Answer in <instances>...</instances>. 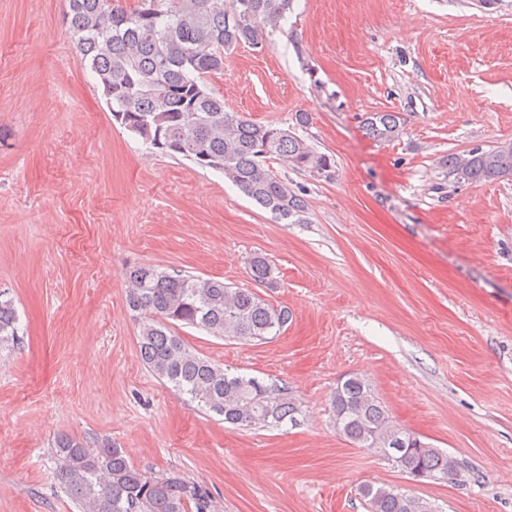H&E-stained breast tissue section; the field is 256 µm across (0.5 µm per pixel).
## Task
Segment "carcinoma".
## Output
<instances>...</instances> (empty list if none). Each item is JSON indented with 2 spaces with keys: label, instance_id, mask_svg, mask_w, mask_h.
Listing matches in <instances>:
<instances>
[{
  "label": "carcinoma",
  "instance_id": "cac0c4a2",
  "mask_svg": "<svg viewBox=\"0 0 512 512\" xmlns=\"http://www.w3.org/2000/svg\"><path fill=\"white\" fill-rule=\"evenodd\" d=\"M145 2L131 8L126 0H66L68 30L81 59L112 88L114 120L162 153L223 172L277 222H302L304 198L267 162L281 157L311 175L334 168L333 159L288 127L224 110V95L208 82L224 69V54L240 46L264 49L293 0H227L221 7L215 0H157L158 12L148 18L142 17ZM363 128L380 142L402 132L393 112L371 114ZM448 170L464 183L512 178V143L450 156ZM249 272L267 288L278 286L274 264L262 255L251 258ZM128 281V307L143 316L140 355L155 376L235 427L273 428L295 420L299 407L288 389L229 374L175 331L185 326L222 339L265 341L288 324L287 307L220 280L152 264L131 267ZM19 340L14 305L0 300V353ZM333 405L336 428L353 445L383 453L400 435L407 442L403 471L436 481L462 470L455 458L393 424L364 378L341 383ZM51 454L58 486L78 512H215L208 489L175 471L149 475L107 439L61 436ZM361 494L370 512H434L429 502L396 487L365 485Z\"/></svg>",
  "mask_w": 512,
  "mask_h": 512
}]
</instances>
